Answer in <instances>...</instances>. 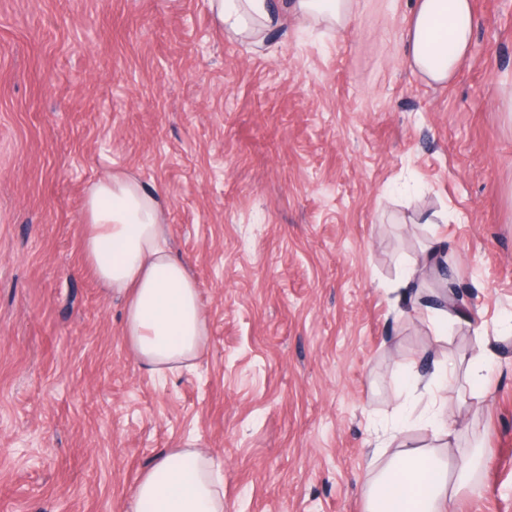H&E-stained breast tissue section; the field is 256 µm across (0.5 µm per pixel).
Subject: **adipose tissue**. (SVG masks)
<instances>
[{"label": "adipose tissue", "mask_w": 512, "mask_h": 512, "mask_svg": "<svg viewBox=\"0 0 512 512\" xmlns=\"http://www.w3.org/2000/svg\"><path fill=\"white\" fill-rule=\"evenodd\" d=\"M354 0H297L300 21L339 28ZM229 33L256 37L280 23L273 0H209ZM474 33L471 0H415L407 34V64L431 84L446 85L469 57ZM84 257L105 294L124 299L122 334L141 365L165 378L194 369L210 323L184 261L167 245L159 192L122 174L95 181L85 200ZM192 476H185V468ZM469 459L448 463L437 449L402 443L370 480L365 512H453L449 483L464 478ZM129 512H224V487L214 461L194 440L158 456L139 479Z\"/></svg>", "instance_id": "1"}]
</instances>
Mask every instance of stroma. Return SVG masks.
<instances>
[{
	"instance_id": "1",
	"label": "stroma",
	"mask_w": 512,
	"mask_h": 512,
	"mask_svg": "<svg viewBox=\"0 0 512 512\" xmlns=\"http://www.w3.org/2000/svg\"><path fill=\"white\" fill-rule=\"evenodd\" d=\"M446 86L406 63L411 0L256 46L207 0H0V512H126L187 437L224 512H364L369 463L432 440L408 374L454 356L455 512H512V0H472ZM167 201L212 325L158 380L81 248L90 185ZM450 292L461 319L405 309ZM492 352L472 382L468 359Z\"/></svg>"
}]
</instances>
